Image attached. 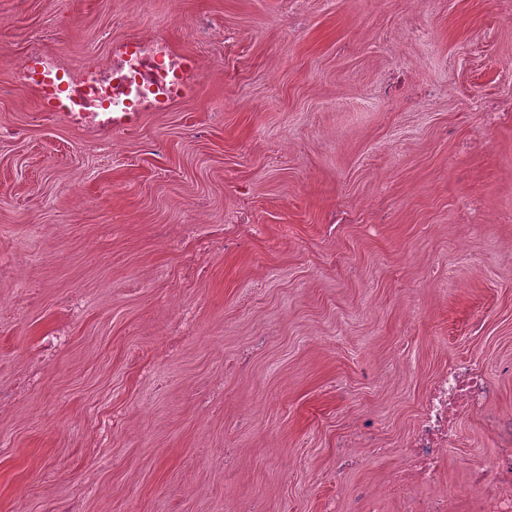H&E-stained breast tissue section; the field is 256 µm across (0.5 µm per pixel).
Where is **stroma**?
<instances>
[{"label": "stroma", "mask_w": 512, "mask_h": 512, "mask_svg": "<svg viewBox=\"0 0 512 512\" xmlns=\"http://www.w3.org/2000/svg\"><path fill=\"white\" fill-rule=\"evenodd\" d=\"M150 34L197 77L112 150L14 82ZM2 125L0 512H399L440 368L512 408V0H0Z\"/></svg>", "instance_id": "35a3bbf8"}]
</instances>
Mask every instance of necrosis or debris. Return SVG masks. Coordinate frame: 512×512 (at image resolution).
Masks as SVG:
<instances>
[{
    "instance_id": "4bbe7bcc",
    "label": "necrosis or debris",
    "mask_w": 512,
    "mask_h": 512,
    "mask_svg": "<svg viewBox=\"0 0 512 512\" xmlns=\"http://www.w3.org/2000/svg\"><path fill=\"white\" fill-rule=\"evenodd\" d=\"M183 65V58L163 37L138 40L135 48L111 57L106 65L88 66L80 78L68 80L65 118L111 145L115 117L173 96ZM495 393L487 372L471 362L450 365L435 378L402 452V463L385 487L387 493L398 495L402 512H456L450 495L436 487L448 449L457 439L454 419L462 412L479 415L497 439L491 460L470 465L476 495L472 512H512V412L489 411Z\"/></svg>"
}]
</instances>
